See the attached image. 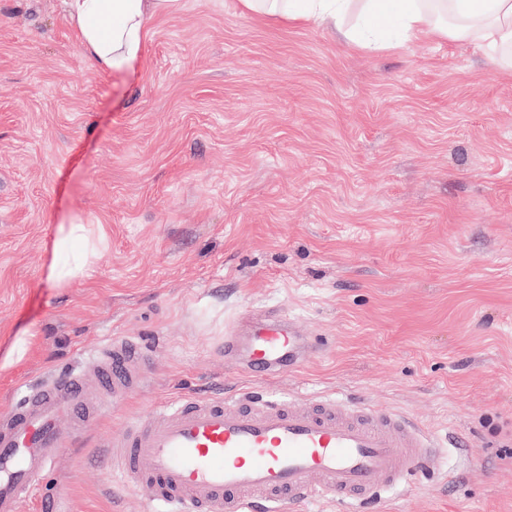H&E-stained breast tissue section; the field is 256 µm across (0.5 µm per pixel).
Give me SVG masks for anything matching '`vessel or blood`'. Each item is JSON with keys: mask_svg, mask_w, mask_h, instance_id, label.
I'll return each instance as SVG.
<instances>
[{"mask_svg": "<svg viewBox=\"0 0 512 512\" xmlns=\"http://www.w3.org/2000/svg\"><path fill=\"white\" fill-rule=\"evenodd\" d=\"M307 343L299 327L272 318L228 331L224 354L265 378L298 366ZM142 357L130 338L113 339L97 356L104 398L115 402L136 388L131 365ZM98 414L75 370L21 395L0 418V512H20L63 453V419L87 432ZM111 448L121 481L149 486L155 512H288L327 497L376 502L404 490L441 452L407 418L370 404L255 392L183 397L133 418Z\"/></svg>", "mask_w": 512, "mask_h": 512, "instance_id": "vessel-or-blood-1", "label": "vessel or blood"}]
</instances>
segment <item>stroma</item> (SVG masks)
I'll use <instances>...</instances> for the list:
<instances>
[{
    "label": "stroma",
    "mask_w": 512,
    "mask_h": 512,
    "mask_svg": "<svg viewBox=\"0 0 512 512\" xmlns=\"http://www.w3.org/2000/svg\"><path fill=\"white\" fill-rule=\"evenodd\" d=\"M62 224L101 246L59 284ZM272 314L319 351L270 391L465 438L379 512H512V72L473 40L358 51L180 0L133 70L104 74L62 0H0V412L51 373L94 378L112 339L149 357L89 438L63 428L22 512H151L105 442L255 387L224 333Z\"/></svg>",
    "instance_id": "stroma-1"
}]
</instances>
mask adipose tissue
I'll return each instance as SVG.
<instances>
[{
  "label": "adipose tissue",
  "instance_id": "obj_1",
  "mask_svg": "<svg viewBox=\"0 0 512 512\" xmlns=\"http://www.w3.org/2000/svg\"><path fill=\"white\" fill-rule=\"evenodd\" d=\"M242 12L339 33L352 48L394 50L406 43L472 39L512 71V0H238ZM178 0H64L65 13L91 66L104 73L133 68L149 24ZM81 224H63L54 242L51 276L73 279L86 263Z\"/></svg>",
  "mask_w": 512,
  "mask_h": 512
}]
</instances>
